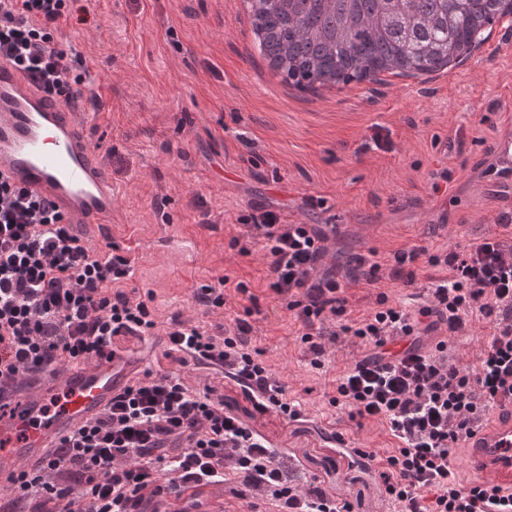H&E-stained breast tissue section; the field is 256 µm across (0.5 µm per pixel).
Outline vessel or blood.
<instances>
[{"label": "vessel or blood", "mask_w": 512, "mask_h": 512, "mask_svg": "<svg viewBox=\"0 0 512 512\" xmlns=\"http://www.w3.org/2000/svg\"><path fill=\"white\" fill-rule=\"evenodd\" d=\"M492 175L512 194V133L492 148ZM0 180L50 202L78 232L112 235L118 199L92 141L80 103L48 98L14 65L0 62ZM142 363L117 352L44 374L31 389L8 397L0 414V489L87 420L101 414ZM464 466L480 483L512 488V406L497 410L463 440ZM212 484L187 487L176 512H227Z\"/></svg>", "instance_id": "b4317fda"}]
</instances>
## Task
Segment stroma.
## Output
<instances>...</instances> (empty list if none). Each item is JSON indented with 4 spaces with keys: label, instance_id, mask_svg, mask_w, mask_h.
Masks as SVG:
<instances>
[{
    "label": "stroma",
    "instance_id": "35a3bbf8",
    "mask_svg": "<svg viewBox=\"0 0 512 512\" xmlns=\"http://www.w3.org/2000/svg\"><path fill=\"white\" fill-rule=\"evenodd\" d=\"M246 31L240 0H77L59 22V45L104 77L84 84V100L119 205L111 241L96 246L116 244L130 258L126 289L153 293L164 322L178 312L205 328L231 322L244 300L209 313L194 292L222 276L245 282L260 304L251 344L303 417L259 410L229 378L216 384L225 409L296 466L305 485H335L352 512H394L378 476L342 449L384 455L397 439L331 403L364 348L338 336L313 366L299 322L268 295L261 245L242 255L231 240L244 232L238 217L256 208L328 233V267L373 249L443 252L499 233L494 217L512 199L490 182V147L512 130L503 109L512 98V18L492 30L475 63L339 93L295 91L260 58L245 61ZM163 235L166 252L154 247ZM415 271L412 287L349 285L355 314L381 290L416 312L433 270L421 260Z\"/></svg>",
    "mask_w": 512,
    "mask_h": 512
}]
</instances>
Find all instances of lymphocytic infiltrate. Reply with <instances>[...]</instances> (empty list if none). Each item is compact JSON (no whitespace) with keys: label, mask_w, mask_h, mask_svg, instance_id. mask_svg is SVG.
<instances>
[{"label":"lymphocytic infiltrate","mask_w":512,"mask_h":512,"mask_svg":"<svg viewBox=\"0 0 512 512\" xmlns=\"http://www.w3.org/2000/svg\"><path fill=\"white\" fill-rule=\"evenodd\" d=\"M72 2L0 0V61L66 102L84 96L81 59L53 37ZM239 222L248 239L262 243L269 290L295 313L302 343L323 354L321 339L336 325L365 346L366 355L338 379L331 403L386 425L398 439L381 460L354 451L378 464L386 497L402 512H512V490L461 486L450 468L468 425L490 404L512 400V244L493 235L463 252L403 248L385 260L372 251L341 276L324 268L328 236L313 225L287 224L262 208ZM422 257L440 274L417 313L393 307L381 292L372 310L353 316L345 282L411 286ZM130 273L131 261L117 245L93 249L50 203L0 181V396L25 378L160 332L166 359L232 378L256 407L301 419L248 341L253 308L233 326L211 330L179 314L163 322L154 306L125 291ZM475 312L493 323L487 347L475 365L449 361L447 343H431V336L442 326L465 335ZM391 336L406 338L404 351L388 349ZM228 481L266 499L271 512H351L336 491L295 483L270 443L226 410L221 397L176 372L132 379L35 472L19 474L15 499L32 512H148L163 494ZM424 487L434 493L428 507L418 495Z\"/></svg>","instance_id":"lymphocytic-infiltrate-1"}]
</instances>
